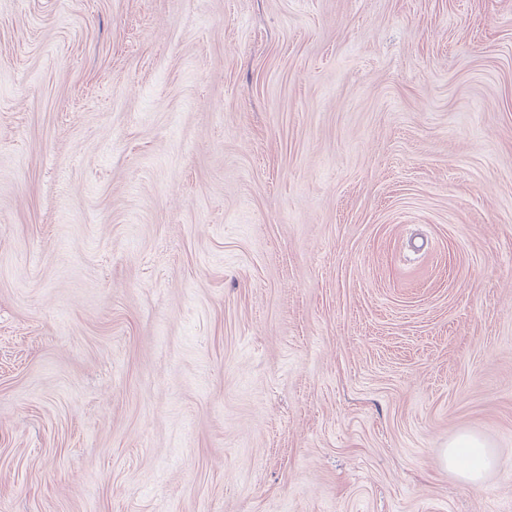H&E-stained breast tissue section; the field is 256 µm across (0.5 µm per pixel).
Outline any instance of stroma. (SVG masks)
I'll return each mask as SVG.
<instances>
[{
  "instance_id": "stroma-1",
  "label": "stroma",
  "mask_w": 512,
  "mask_h": 512,
  "mask_svg": "<svg viewBox=\"0 0 512 512\" xmlns=\"http://www.w3.org/2000/svg\"><path fill=\"white\" fill-rule=\"evenodd\" d=\"M0 512H512V0H0ZM443 464L469 484H478L485 471L495 464V458L486 443L474 436L463 434L449 441L442 456Z\"/></svg>"
}]
</instances>
